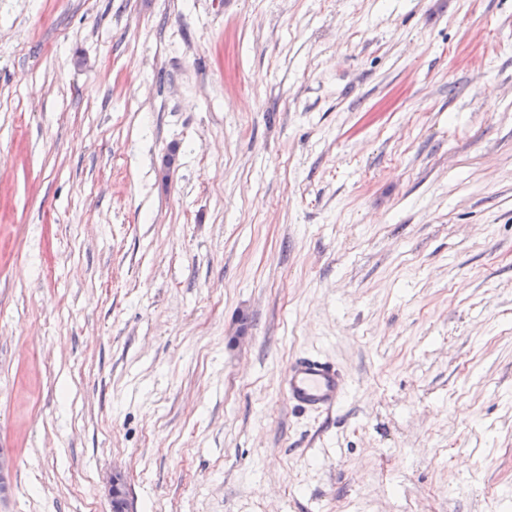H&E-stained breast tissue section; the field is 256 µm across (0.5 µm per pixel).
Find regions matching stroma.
Masks as SVG:
<instances>
[{"instance_id":"35a3bbf8","label":"stroma","mask_w":512,"mask_h":512,"mask_svg":"<svg viewBox=\"0 0 512 512\" xmlns=\"http://www.w3.org/2000/svg\"><path fill=\"white\" fill-rule=\"evenodd\" d=\"M1 455L0 512H512V0H0ZM346 389L342 370L318 353L300 355L288 365L285 381L288 402L303 412L332 413ZM104 492L110 499L113 512H132L128 481L124 472L112 469L104 479Z\"/></svg>"}]
</instances>
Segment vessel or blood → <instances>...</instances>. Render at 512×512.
<instances>
[{"instance_id":"obj_1","label":"vessel or blood","mask_w":512,"mask_h":512,"mask_svg":"<svg viewBox=\"0 0 512 512\" xmlns=\"http://www.w3.org/2000/svg\"><path fill=\"white\" fill-rule=\"evenodd\" d=\"M346 389L342 370L317 353L300 355L288 366L286 395L289 403L301 411L332 413L342 401Z\"/></svg>"}]
</instances>
